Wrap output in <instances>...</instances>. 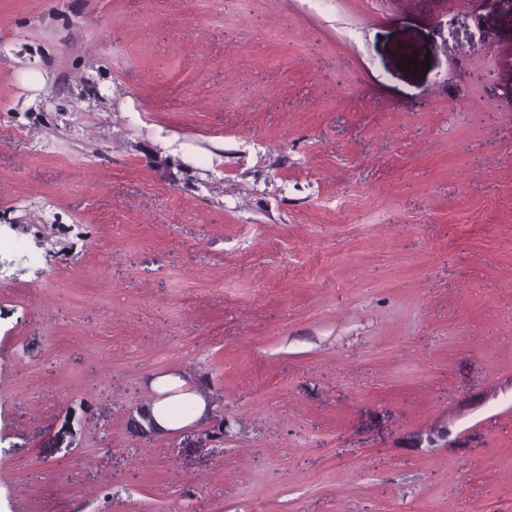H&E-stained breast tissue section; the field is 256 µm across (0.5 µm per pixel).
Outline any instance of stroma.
<instances>
[{
	"label": "stroma",
	"mask_w": 512,
	"mask_h": 512,
	"mask_svg": "<svg viewBox=\"0 0 512 512\" xmlns=\"http://www.w3.org/2000/svg\"><path fill=\"white\" fill-rule=\"evenodd\" d=\"M0 512H512V10L0 0ZM151 388L156 394L144 410L149 420H153L156 431L175 430L185 424L183 411L191 410V420L202 418L207 409L206 399L197 391L186 389V381L176 374H166L151 380ZM168 394L166 396H162Z\"/></svg>",
	"instance_id": "1"
}]
</instances>
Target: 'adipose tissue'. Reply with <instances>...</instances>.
<instances>
[{
  "label": "adipose tissue",
  "mask_w": 512,
  "mask_h": 512,
  "mask_svg": "<svg viewBox=\"0 0 512 512\" xmlns=\"http://www.w3.org/2000/svg\"><path fill=\"white\" fill-rule=\"evenodd\" d=\"M151 388L155 397L144 410L158 430L177 429L183 426L185 417L197 420L206 412V399L199 392L187 389L185 380L179 375L158 376L152 379Z\"/></svg>",
  "instance_id": "adipose-tissue-1"
}]
</instances>
